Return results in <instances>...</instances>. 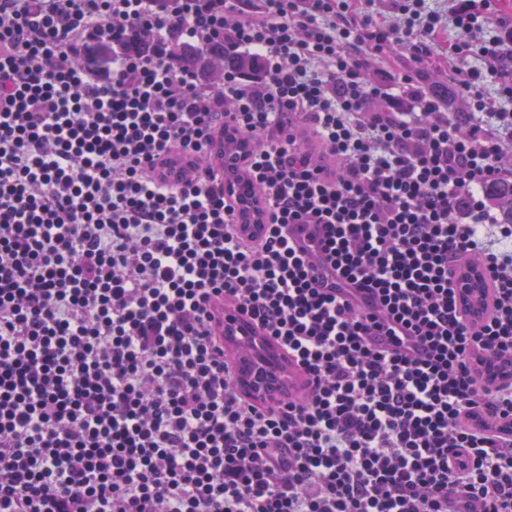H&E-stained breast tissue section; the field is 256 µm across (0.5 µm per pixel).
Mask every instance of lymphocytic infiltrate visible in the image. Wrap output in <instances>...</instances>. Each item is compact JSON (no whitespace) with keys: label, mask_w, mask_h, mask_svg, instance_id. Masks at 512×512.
<instances>
[{"label":"lymphocytic infiltrate","mask_w":512,"mask_h":512,"mask_svg":"<svg viewBox=\"0 0 512 512\" xmlns=\"http://www.w3.org/2000/svg\"><path fill=\"white\" fill-rule=\"evenodd\" d=\"M449 2L388 25L369 0H0V512H512V221L488 194L512 183V15ZM114 16L259 68L214 91L161 51L69 66ZM444 31L462 112L413 91ZM218 132L248 146L259 241L210 171L155 174ZM298 224L373 308L322 287ZM220 299L305 394L239 399Z\"/></svg>","instance_id":"f902f5d3"}]
</instances>
